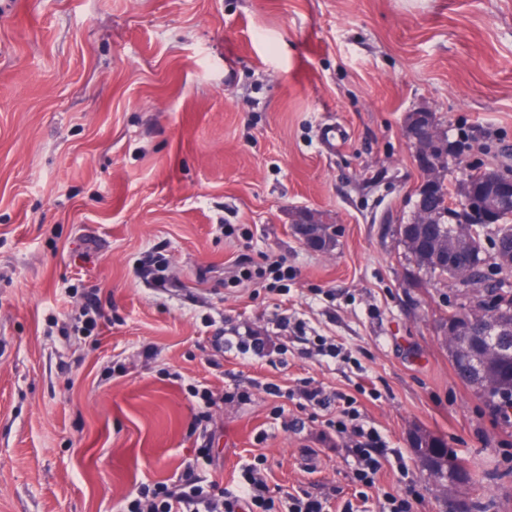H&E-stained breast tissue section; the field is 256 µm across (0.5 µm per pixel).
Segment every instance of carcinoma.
<instances>
[{"label":"carcinoma","instance_id":"carcinoma-1","mask_svg":"<svg viewBox=\"0 0 512 512\" xmlns=\"http://www.w3.org/2000/svg\"><path fill=\"white\" fill-rule=\"evenodd\" d=\"M433 210L438 216L436 233L453 244L456 224L448 214L454 208L448 204V183H440L431 197ZM504 224L491 240V249L484 245L482 225H474L469 241L460 247L455 264L448 266L433 260L428 252L427 232L418 224H396L391 231L407 250L410 260L418 268L441 280H453L463 288H472L481 293L477 305L485 309L493 318L512 325V295L502 283L490 278L488 268L504 270L497 257L512 254V225L508 213L502 214ZM463 349L452 347L449 354L454 371L459 379L470 385L480 394L484 402L494 408L512 406V333L506 336H492L485 322L469 320L463 325ZM412 445L426 451L420 458L429 474L438 482L450 485H477L475 471L469 465L460 470H447L443 465L448 454L443 439L423 430L416 429Z\"/></svg>","mask_w":512,"mask_h":512}]
</instances>
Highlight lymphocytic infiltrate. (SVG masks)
<instances>
[{"label":"lymphocytic infiltrate","mask_w":512,"mask_h":512,"mask_svg":"<svg viewBox=\"0 0 512 512\" xmlns=\"http://www.w3.org/2000/svg\"><path fill=\"white\" fill-rule=\"evenodd\" d=\"M189 394L198 405L191 428L200 432L203 446L195 449L193 460L185 462L181 471L168 480L141 483L135 493L121 503L120 512H277L275 500L257 464L244 467L242 490L237 495L225 488L223 480L214 475H201L195 466L199 460L209 467L214 464L210 446L213 436L208 429L211 408L223 398L247 399L248 391L236 389L220 396L207 387L194 385ZM383 452L378 434L359 431L357 443L351 450L353 474L358 483L373 484L379 469L378 457Z\"/></svg>","instance_id":"1"}]
</instances>
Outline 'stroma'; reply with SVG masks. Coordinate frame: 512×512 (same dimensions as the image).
Wrapping results in <instances>:
<instances>
[{
    "instance_id": "1",
    "label": "stroma",
    "mask_w": 512,
    "mask_h": 512,
    "mask_svg": "<svg viewBox=\"0 0 512 512\" xmlns=\"http://www.w3.org/2000/svg\"><path fill=\"white\" fill-rule=\"evenodd\" d=\"M420 109L464 144L450 189L512 175V0H0V512H116L172 477L195 446L189 383L251 394L212 410L229 490L260 457L275 496L387 512L410 485L413 512H450L420 427L480 469L483 512H512V421L439 333L460 292L382 221L414 210ZM305 207L331 251L295 234ZM148 250L173 286L139 278ZM241 267L264 273L229 282ZM86 289L109 316L90 336L72 330ZM217 314L265 337L263 357L219 352ZM306 383L326 405L289 398ZM345 415L394 450L372 487L327 428ZM295 217L292 220V224H295L296 232L306 242V236L304 235L307 228L310 226H316L320 228V233H323V228L328 222L323 218L322 214L317 211L310 209L297 210Z\"/></svg>"
}]
</instances>
